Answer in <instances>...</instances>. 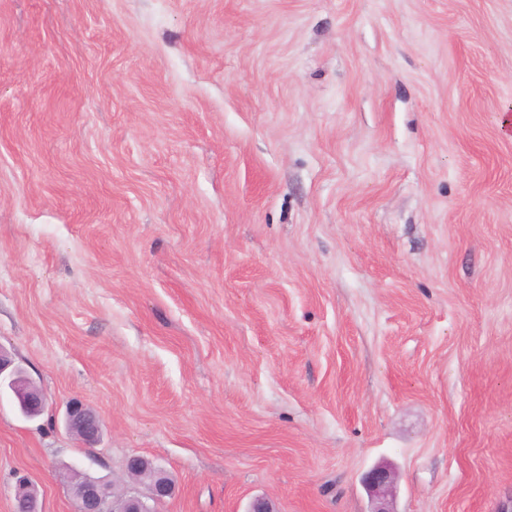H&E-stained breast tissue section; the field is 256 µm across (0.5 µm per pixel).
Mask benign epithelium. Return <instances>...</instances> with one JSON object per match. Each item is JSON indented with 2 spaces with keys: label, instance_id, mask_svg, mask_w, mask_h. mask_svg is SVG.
<instances>
[{
  "label": "benign epithelium",
  "instance_id": "benign-epithelium-1",
  "mask_svg": "<svg viewBox=\"0 0 512 512\" xmlns=\"http://www.w3.org/2000/svg\"><path fill=\"white\" fill-rule=\"evenodd\" d=\"M7 370L11 376L8 386L17 399L21 414L27 418L40 415L46 404L43 392L31 385L20 369L13 367L11 357L0 347V376ZM64 421L83 443L91 445L98 441L101 432L99 420L82 403H69ZM149 468L153 476L147 483L145 494L135 487L119 494L109 478L82 474V480L69 487L77 503V512H153V504L174 494L175 482L164 468L148 458L131 456L126 462V471L132 477ZM363 484L372 502L370 512H396V474L391 466H374L363 477ZM15 500L16 512H39L36 492L27 482L19 485Z\"/></svg>",
  "mask_w": 512,
  "mask_h": 512
}]
</instances>
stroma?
Segmentation results:
<instances>
[{
	"label": "stroma",
	"mask_w": 512,
	"mask_h": 512,
	"mask_svg": "<svg viewBox=\"0 0 512 512\" xmlns=\"http://www.w3.org/2000/svg\"><path fill=\"white\" fill-rule=\"evenodd\" d=\"M506 114L512 0H0V512H512ZM9 388L14 393L21 414L27 418H33L42 413L46 404L43 392L31 385L21 374L19 368H13L10 372ZM64 421L83 443L91 445L98 441L101 432L99 420L82 403L70 402L66 406ZM152 469L153 476L147 483V493L131 487L121 494L116 492L112 480L107 477L82 474V480L69 487L77 503V512H153V504L171 497L175 482L167 471L153 460L143 456H131L126 462L129 476L135 477ZM363 484L373 505L369 512H397L394 508L396 474L391 466H374L363 477Z\"/></svg>",
	"instance_id": "stroma-1"
}]
</instances>
